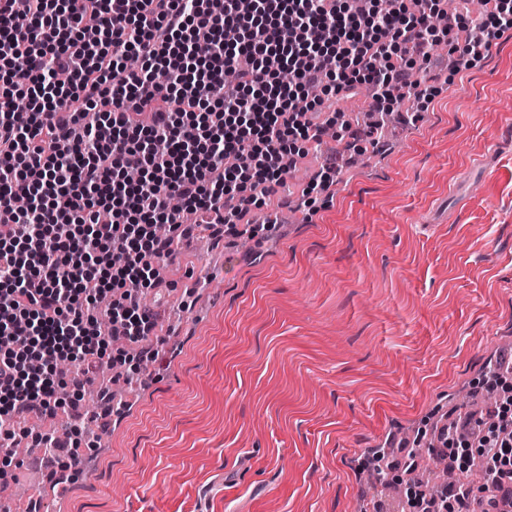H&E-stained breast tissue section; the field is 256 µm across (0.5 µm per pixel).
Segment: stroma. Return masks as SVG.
<instances>
[{
	"label": "stroma",
	"mask_w": 512,
	"mask_h": 512,
	"mask_svg": "<svg viewBox=\"0 0 512 512\" xmlns=\"http://www.w3.org/2000/svg\"><path fill=\"white\" fill-rule=\"evenodd\" d=\"M437 91L397 109L379 147L300 154L267 236L184 241L151 307L159 356L95 375L84 413L105 447L66 491L27 470L0 498L28 512H374L369 454L457 419L512 347V32L456 70L431 48ZM337 183L302 191L327 161Z\"/></svg>",
	"instance_id": "35a3bbf8"
}]
</instances>
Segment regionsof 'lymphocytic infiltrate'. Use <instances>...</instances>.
<instances>
[{
    "mask_svg": "<svg viewBox=\"0 0 512 512\" xmlns=\"http://www.w3.org/2000/svg\"><path fill=\"white\" fill-rule=\"evenodd\" d=\"M364 2L28 0L20 25L0 0V341L27 338L0 348L1 455L21 414L56 417L66 388L78 406L113 338L153 331L136 292L159 286L186 228L237 234L284 186L289 134L324 131L311 90L331 110L370 85L380 113L412 91L441 0ZM492 2L450 39L458 68L512 31V6ZM478 455L492 480L445 486L436 512L512 507V440L481 437Z\"/></svg>",
    "mask_w": 512,
    "mask_h": 512,
    "instance_id": "obj_1",
    "label": "lymphocytic infiltrate"
}]
</instances>
